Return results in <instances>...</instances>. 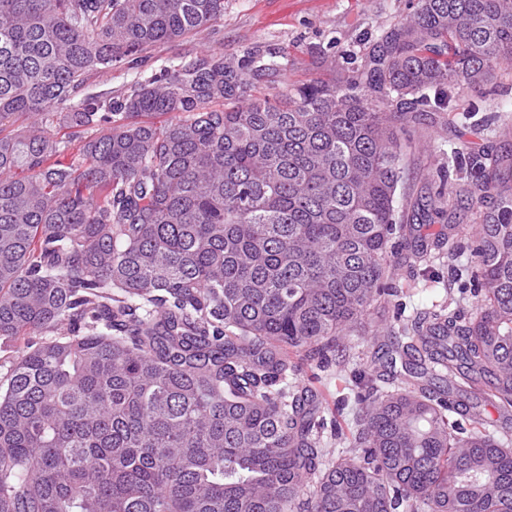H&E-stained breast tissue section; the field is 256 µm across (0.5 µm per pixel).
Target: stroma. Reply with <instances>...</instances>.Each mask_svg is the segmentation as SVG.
<instances>
[{
	"label": "stroma",
	"instance_id": "35a3bbf8",
	"mask_svg": "<svg viewBox=\"0 0 512 512\" xmlns=\"http://www.w3.org/2000/svg\"><path fill=\"white\" fill-rule=\"evenodd\" d=\"M416 3L417 0H224V16L213 26L179 43L156 46L139 66L120 63L112 70L91 73L83 92H108L118 99L177 57L219 52L231 57L258 49L287 54L290 65L277 88L282 94L313 78L330 79L332 63L360 66L368 47L413 13ZM495 84L496 90L491 94L462 92L456 99V112L449 115L450 127L415 128L412 137L416 147L406 162V186L411 198L427 195L442 185L441 167L449 154L460 147L455 129L464 122L478 123L493 117V124L484 134L474 138V149L491 154L512 150V70L500 72ZM469 262V254L460 252L423 263L412 256L407 245H399L391 258L397 295L374 302L361 328L350 339L361 357L362 369L376 370L397 380L404 378L405 366L387 332L395 323V315L410 320L440 305L467 315L473 313L472 298L448 281L449 267ZM293 360L296 384L319 386L326 398L325 413L340 412L342 424H353L357 406L349 388L352 364L333 355L320 372L304 354H295Z\"/></svg>",
	"mask_w": 512,
	"mask_h": 512
}]
</instances>
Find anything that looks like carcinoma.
I'll return each instance as SVG.
<instances>
[{"label":"carcinoma","instance_id":"cac0c4a2","mask_svg":"<svg viewBox=\"0 0 512 512\" xmlns=\"http://www.w3.org/2000/svg\"><path fill=\"white\" fill-rule=\"evenodd\" d=\"M222 17L0 0V339L47 336L0 390V512H512V433L452 418L463 393L512 411V154L448 158L479 224L416 257L469 251L450 277L477 305L399 327L415 380L357 377L348 431L290 381L394 293L404 224L448 219L441 190L399 208L410 132L512 64V0H417L360 68L275 102L258 50L74 101Z\"/></svg>","mask_w":512,"mask_h":512}]
</instances>
